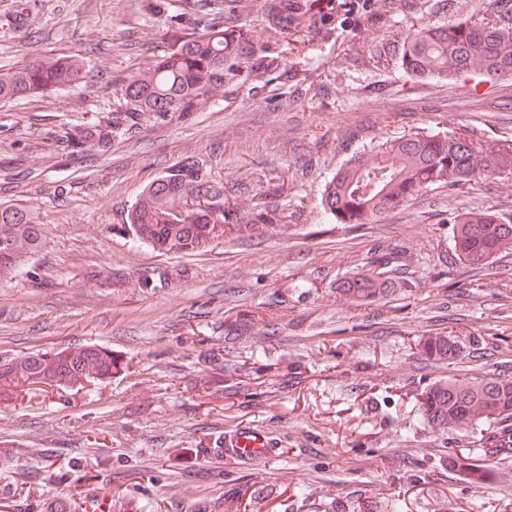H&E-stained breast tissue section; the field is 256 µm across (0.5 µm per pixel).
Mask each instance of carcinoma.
Masks as SVG:
<instances>
[{"instance_id": "obj_1", "label": "carcinoma", "mask_w": 512, "mask_h": 512, "mask_svg": "<svg viewBox=\"0 0 512 512\" xmlns=\"http://www.w3.org/2000/svg\"><path fill=\"white\" fill-rule=\"evenodd\" d=\"M201 16L188 31L168 26L159 32L162 53L121 79L122 100L112 125L88 127L85 139L109 140L115 131L146 114L194 112L224 92V85L242 78L264 76L280 66L265 41L252 37L245 17L252 0H194ZM270 29L313 27L331 32L336 12L321 0H270L264 10ZM403 69L419 78H448L478 67L485 81L512 75V29L484 18L449 26H424L407 38ZM77 56L46 55L13 67H0V102L21 100L71 88L85 78ZM512 158V143L474 142L456 135L412 134L387 141L367 155L353 156L327 181L322 205L338 224H370L375 218L413 200L433 185L455 187L476 176L478 162L485 171ZM225 209L224 183L206 177L189 162L145 187L127 214V223L141 242L163 252L194 251L208 245L233 223ZM454 255L474 269L505 249L512 251V223L490 213H469L452 227ZM44 224L20 201L0 202V276L20 267L41 249ZM336 289L360 300L383 299L397 290L383 272L356 274L340 280ZM429 358L449 360L457 353L446 336L424 343ZM112 376V354L93 347L33 354L12 367L0 365V389L15 392L24 384L83 385ZM424 418L444 428L463 420L512 418V376L481 381L451 379L427 391L421 403Z\"/></svg>"}]
</instances>
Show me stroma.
<instances>
[{"label": "stroma", "mask_w": 512, "mask_h": 512, "mask_svg": "<svg viewBox=\"0 0 512 512\" xmlns=\"http://www.w3.org/2000/svg\"><path fill=\"white\" fill-rule=\"evenodd\" d=\"M152 0H0V67L82 58L87 83L0 105V201L20 200L44 245L0 278V364L94 346L112 376L0 394V512H512V451L489 457L475 423L436 428L423 393L512 373V253L454 258V216L512 221V166L437 185L372 224L329 221L325 182L348 158L409 133L512 142V76L408 77L402 43L475 17L474 0H335L328 35H270L282 66L194 112L147 115L110 143L119 77L157 54ZM193 160L222 182L242 235L188 254L139 243L126 216L144 185ZM270 205L276 224L254 225ZM389 261L399 281L362 303L338 279ZM459 356H425L430 336ZM264 430L241 461L224 435ZM473 476H463V468ZM226 454L239 460L261 459L269 454V444L262 430L244 427L224 441Z\"/></svg>", "instance_id": "1"}]
</instances>
